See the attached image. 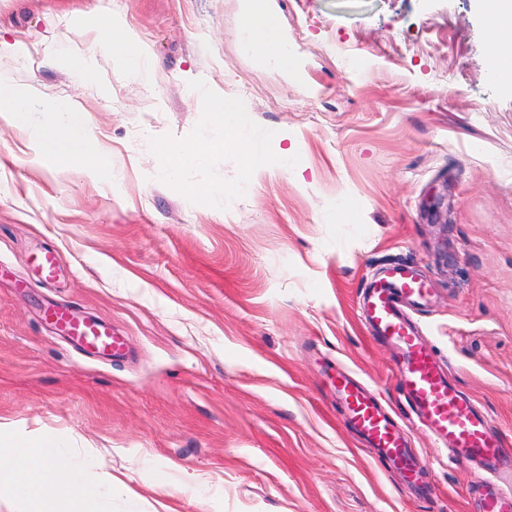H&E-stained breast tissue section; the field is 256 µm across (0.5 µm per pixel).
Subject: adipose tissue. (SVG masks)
Here are the masks:
<instances>
[{
	"instance_id": "ef3b65f1",
	"label": "adipose tissue",
	"mask_w": 512,
	"mask_h": 512,
	"mask_svg": "<svg viewBox=\"0 0 512 512\" xmlns=\"http://www.w3.org/2000/svg\"><path fill=\"white\" fill-rule=\"evenodd\" d=\"M490 34V55L500 84L512 86V0H485ZM265 62L282 66L289 50L276 17L261 6L249 8L243 27ZM102 43L119 53L135 74L147 76L150 60L128 31L119 25L104 29ZM207 134L192 144L169 146L167 175L179 176L188 164L202 165L227 146H245L246 168L263 165L264 154L255 146L248 113L240 101L206 95ZM32 125V124H31ZM31 136L42 157L53 163L93 170L102 166L85 113L69 105H47ZM116 486L111 474L98 473L93 456L81 455L51 435L32 434L0 440V493L22 506V512H110Z\"/></svg>"
}]
</instances>
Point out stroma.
I'll list each match as a JSON object with an SVG mask.
<instances>
[{"mask_svg": "<svg viewBox=\"0 0 512 512\" xmlns=\"http://www.w3.org/2000/svg\"><path fill=\"white\" fill-rule=\"evenodd\" d=\"M243 3L0 0V74L31 91V121L85 112L109 161L46 163L0 117V432L95 450L127 487L112 512H476L473 468L414 422L355 304L382 266L414 264L427 346L512 448V96L481 2L267 0L288 69L242 49ZM112 20L149 79L101 45ZM201 89L241 101L287 168L243 186L228 148L164 178L165 145L205 132ZM213 183L223 208L192 194ZM59 305L124 354L83 351L46 321ZM342 371L407 424L424 491L354 436Z\"/></svg>", "mask_w": 512, "mask_h": 512, "instance_id": "35a3bbf8", "label": "stroma"}]
</instances>
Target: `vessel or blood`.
Instances as JSON below:
<instances>
[{
    "label": "vessel or blood",
    "mask_w": 512,
    "mask_h": 512,
    "mask_svg": "<svg viewBox=\"0 0 512 512\" xmlns=\"http://www.w3.org/2000/svg\"><path fill=\"white\" fill-rule=\"evenodd\" d=\"M427 293L428 286L414 266L392 265L382 278L363 289L359 316L370 332L396 350L398 384L435 444L449 458L479 464L475 481L479 512H512V457L505 454L490 418L451 383L438 356L425 345L402 308L403 300ZM52 318L68 336L94 348L114 352L121 347L100 323L80 321L61 310L53 311ZM336 393L355 434L401 475L407 490H414L420 479L418 455L405 432L379 408L367 389L347 374L337 376Z\"/></svg>",
    "instance_id": "vessel-or-blood-1"
}]
</instances>
